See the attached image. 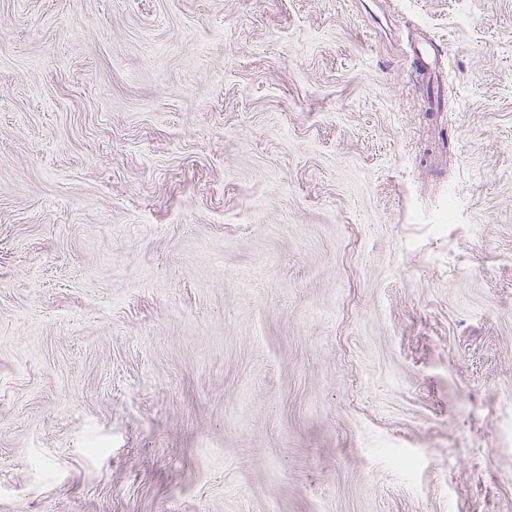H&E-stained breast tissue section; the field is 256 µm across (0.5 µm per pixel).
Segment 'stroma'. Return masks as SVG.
Returning <instances> with one entry per match:
<instances>
[{
  "instance_id": "1",
  "label": "stroma",
  "mask_w": 512,
  "mask_h": 512,
  "mask_svg": "<svg viewBox=\"0 0 512 512\" xmlns=\"http://www.w3.org/2000/svg\"><path fill=\"white\" fill-rule=\"evenodd\" d=\"M507 253L512 0H0V512H512ZM414 76L422 83H433L438 79L439 68L436 56L431 53L428 46L420 42L413 49Z\"/></svg>"
}]
</instances>
